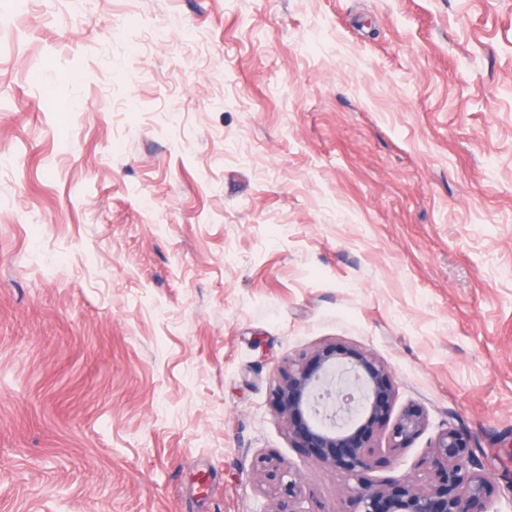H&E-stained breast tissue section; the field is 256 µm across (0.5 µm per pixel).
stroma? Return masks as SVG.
<instances>
[{
  "instance_id": "1",
  "label": "stroma",
  "mask_w": 512,
  "mask_h": 512,
  "mask_svg": "<svg viewBox=\"0 0 512 512\" xmlns=\"http://www.w3.org/2000/svg\"><path fill=\"white\" fill-rule=\"evenodd\" d=\"M326 344L512 512V0H0V512H338ZM273 403L295 448L351 477L374 463V437L390 422L395 386L371 354L326 344L281 370ZM256 466L272 498V509L269 512H299L296 503L301 494V486L295 476L283 469L270 454L259 458Z\"/></svg>"
}]
</instances>
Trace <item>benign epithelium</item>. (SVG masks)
I'll list each match as a JSON object with an SVG mask.
<instances>
[{"instance_id":"obj_1","label":"benign epithelium","mask_w":512,"mask_h":512,"mask_svg":"<svg viewBox=\"0 0 512 512\" xmlns=\"http://www.w3.org/2000/svg\"><path fill=\"white\" fill-rule=\"evenodd\" d=\"M395 386L374 356L326 344L279 372L273 403L297 448L351 477L374 463V437L388 427V447L408 448L426 427L425 413L404 409L390 420ZM272 498L270 512H299L301 486L268 454L256 462ZM491 479L481 469L472 436L441 430L415 476L360 482L347 490L342 512H489Z\"/></svg>"}]
</instances>
